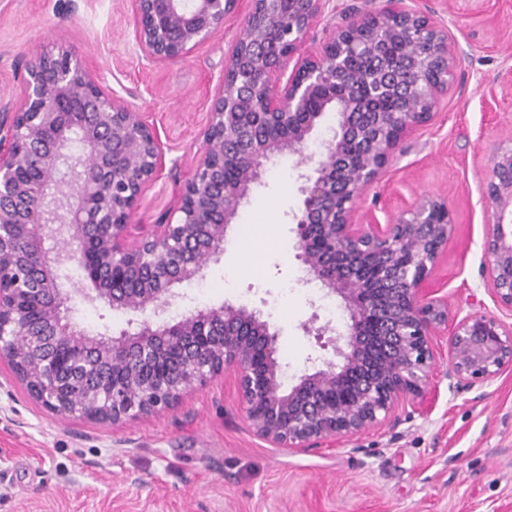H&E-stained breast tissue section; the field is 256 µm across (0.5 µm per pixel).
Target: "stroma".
Listing matches in <instances>:
<instances>
[{
    "label": "stroma",
    "instance_id": "obj_1",
    "mask_svg": "<svg viewBox=\"0 0 512 512\" xmlns=\"http://www.w3.org/2000/svg\"><path fill=\"white\" fill-rule=\"evenodd\" d=\"M447 23L461 52L458 89L397 149L355 205L390 222L416 194L448 202L453 229L433 274L448 319L499 315L482 273L489 158L512 146V0H408ZM246 0L189 56L147 63L125 0H0V95L18 92L37 53L73 49L153 124L165 167L133 217L161 224L194 174L221 62L245 29ZM300 167L268 163L203 279L180 285L167 318L230 302L261 307L280 331L289 377L329 360L302 325L343 330L348 314L305 272L291 246ZM440 355L422 403L394 428L334 450L288 453L254 436L229 379L172 410L112 427L54 415L8 384L0 366V512H512V367L483 387L450 390Z\"/></svg>",
    "mask_w": 512,
    "mask_h": 512
}]
</instances>
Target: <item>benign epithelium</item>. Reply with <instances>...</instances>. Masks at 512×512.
<instances>
[{
	"label": "benign epithelium",
	"mask_w": 512,
	"mask_h": 512,
	"mask_svg": "<svg viewBox=\"0 0 512 512\" xmlns=\"http://www.w3.org/2000/svg\"><path fill=\"white\" fill-rule=\"evenodd\" d=\"M236 2L129 0L135 46L152 63L182 58L224 29ZM327 2L251 0L177 222L134 242L141 192L164 166L156 129L63 45L39 54L20 92L0 99V362L33 402L115 426L172 409L229 371L256 437L311 450L394 427L425 396L434 338L448 322V298L431 288L452 232L448 203L420 194L381 224L357 221L351 202L432 120L455 87L460 47L406 0L334 14L320 41L311 33ZM329 112L333 136L306 153ZM285 153L312 164L298 187L295 258L349 315L344 345L328 339L342 364L287 390L279 333L259 310L224 302L164 317L173 285L219 259L243 199ZM489 168L484 273L512 313V146L495 149ZM71 261L91 291L61 287L58 267ZM78 298L126 313L125 326L88 334L73 318ZM449 362L453 391L492 381L512 366V322L457 321Z\"/></svg>",
	"instance_id": "7a95c632"
}]
</instances>
